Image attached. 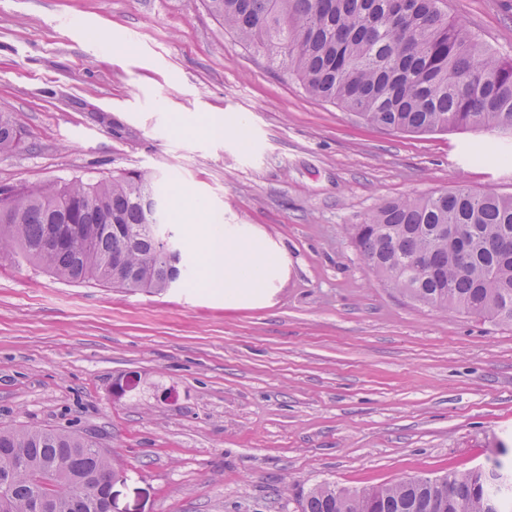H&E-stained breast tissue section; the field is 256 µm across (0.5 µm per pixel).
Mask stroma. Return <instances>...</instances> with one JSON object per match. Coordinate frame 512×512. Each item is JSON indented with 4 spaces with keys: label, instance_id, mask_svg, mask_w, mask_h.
Masks as SVG:
<instances>
[{
    "label": "stroma",
    "instance_id": "obj_1",
    "mask_svg": "<svg viewBox=\"0 0 512 512\" xmlns=\"http://www.w3.org/2000/svg\"><path fill=\"white\" fill-rule=\"evenodd\" d=\"M448 15L512 58V0ZM0 113L22 130L0 187L144 172L192 264L206 227L181 223L179 195L287 259L229 307L197 281L107 288L0 257V427L96 437L112 512H300L324 482L512 466V326L419 306L347 233L390 199L512 196V163L467 156L511 138L365 125L203 0H0ZM209 115L246 128L180 125Z\"/></svg>",
    "mask_w": 512,
    "mask_h": 512
}]
</instances>
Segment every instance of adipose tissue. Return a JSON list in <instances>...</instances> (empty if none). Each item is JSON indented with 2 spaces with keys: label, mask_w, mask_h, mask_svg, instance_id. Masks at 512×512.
Wrapping results in <instances>:
<instances>
[{
  "label": "adipose tissue",
  "mask_w": 512,
  "mask_h": 512,
  "mask_svg": "<svg viewBox=\"0 0 512 512\" xmlns=\"http://www.w3.org/2000/svg\"><path fill=\"white\" fill-rule=\"evenodd\" d=\"M283 262L282 255L265 251L234 229H213L203 245L201 279L205 287L223 291L231 305L252 296Z\"/></svg>",
  "instance_id": "ef3b65f1"
}]
</instances>
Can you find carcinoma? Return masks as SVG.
<instances>
[{"label": "carcinoma", "mask_w": 512, "mask_h": 512, "mask_svg": "<svg viewBox=\"0 0 512 512\" xmlns=\"http://www.w3.org/2000/svg\"><path fill=\"white\" fill-rule=\"evenodd\" d=\"M237 39L293 71L313 97L366 124L408 133L512 134V60L448 19L447 0H205ZM21 129L0 115V152ZM163 190L142 173L0 188V255L60 280L157 293L193 269L180 249L154 259L163 223L146 231L147 206ZM350 235L392 288L441 310L512 326V196L465 187L391 199ZM125 250L131 274L112 271ZM91 437L57 429L0 428V512H105L116 478L112 455ZM501 463L429 479L410 477L362 491L321 483L301 512H512ZM85 483L97 488L81 491Z\"/></svg>", "instance_id": "cac0c4a2"}]
</instances>
